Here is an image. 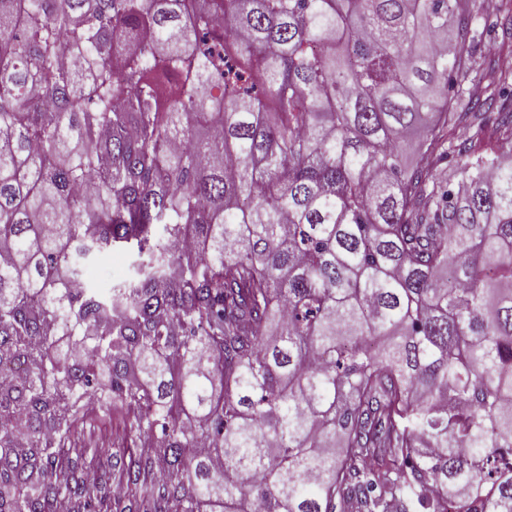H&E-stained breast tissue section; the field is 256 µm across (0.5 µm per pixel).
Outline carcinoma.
<instances>
[{"label": "carcinoma", "instance_id": "1", "mask_svg": "<svg viewBox=\"0 0 512 512\" xmlns=\"http://www.w3.org/2000/svg\"><path fill=\"white\" fill-rule=\"evenodd\" d=\"M469 2L0 0V512L102 500L61 462L92 391L160 435L146 512H512V70L453 111ZM133 260V256L127 252H112L88 265L87 279L98 288H108L113 282L133 275Z\"/></svg>", "mask_w": 512, "mask_h": 512}]
</instances>
